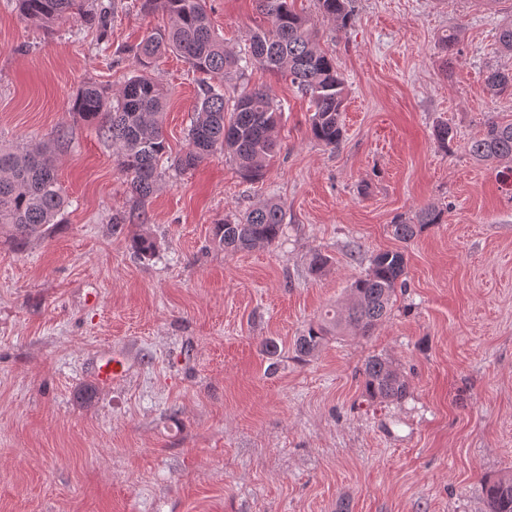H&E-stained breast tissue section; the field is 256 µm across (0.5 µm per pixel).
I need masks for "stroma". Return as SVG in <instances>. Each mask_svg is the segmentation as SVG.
<instances>
[{
	"label": "stroma",
	"mask_w": 512,
	"mask_h": 512,
	"mask_svg": "<svg viewBox=\"0 0 512 512\" xmlns=\"http://www.w3.org/2000/svg\"><path fill=\"white\" fill-rule=\"evenodd\" d=\"M207 6L231 53L270 26L255 0ZM294 7L315 17L347 83L339 149L312 139L289 79L252 68L243 87L283 108L264 177L217 152L138 203L71 103L86 83L129 77V47L165 15L115 0L106 32L69 19L47 33L0 0V142L69 132L60 223L31 238L0 225V512H336L342 499L350 512H485L484 480L512 474V185L469 153L488 118L512 120V95L485 86L489 69H512L494 38L512 0H352L346 27L315 0ZM154 74L175 157L198 76L173 53ZM441 123L454 133L444 149ZM271 198L286 212L277 243H215V225ZM428 206L442 223L393 236ZM144 232L149 257L131 246ZM386 250L406 261L390 316L297 359L294 338ZM316 251L330 263L314 275ZM114 351L131 373L100 385L95 359ZM372 355L403 372L405 399H367L358 371Z\"/></svg>",
	"instance_id": "1"
}]
</instances>
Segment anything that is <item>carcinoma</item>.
Returning a JSON list of instances; mask_svg holds the SVG:
<instances>
[{"label": "carcinoma", "mask_w": 512, "mask_h": 512, "mask_svg": "<svg viewBox=\"0 0 512 512\" xmlns=\"http://www.w3.org/2000/svg\"><path fill=\"white\" fill-rule=\"evenodd\" d=\"M255 2L271 27L251 32L248 50L239 59L224 49L206 0H141L143 12L162 11L168 15L169 25L129 50L133 73L117 90L108 93L89 83L77 92L73 110L96 123L101 136L117 149L118 164L136 199L143 201L153 194L158 166L167 153L163 133L167 90L149 73L154 59L166 51L182 57L202 75L188 148L176 159L180 170L195 168L220 149L233 158L245 178H263L267 160L280 150L275 129L281 107L266 90L243 91L233 97L224 92L228 81L252 66L288 72L313 108L311 137L333 149L342 141L346 87L336 57L320 48L314 22L291 9L290 0ZM316 2L324 18L336 19L343 27L354 20L352 0ZM16 4L24 19L46 30L65 19H78L87 28L104 30L111 15L109 8L91 0H16ZM495 38L499 47L512 55V18L496 28ZM486 87L494 95L511 91L512 70L490 69ZM66 138L67 130L62 127L48 142L26 147L0 145V224L11 225L23 238L47 232L49 225L59 223L58 217L68 205L57 181L53 149ZM470 153L480 161L508 162L506 170L512 173V121L487 120L482 136L471 142ZM443 215L444 211L435 207L423 208L415 220L392 225L393 235L409 240L424 227L443 223ZM284 221L281 204L269 199L216 225L215 240L230 252L269 248L279 239ZM403 275V253L376 254L368 271L351 282L345 305L309 324L296 337V356L302 360L315 356L328 337L340 333L369 335L388 316L397 290L404 287ZM362 378L365 394L372 400L399 401L406 396V379L386 357H368ZM483 495L487 512H512V475L486 481Z\"/></svg>", "instance_id": "carcinoma-1"}]
</instances>
